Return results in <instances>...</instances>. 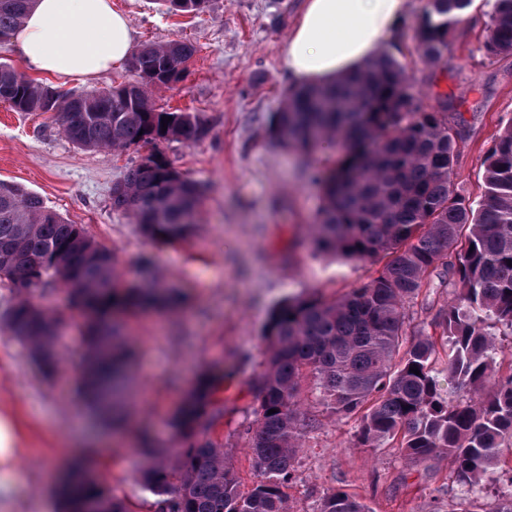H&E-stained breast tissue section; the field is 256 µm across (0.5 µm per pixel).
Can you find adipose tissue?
<instances>
[{"mask_svg":"<svg viewBox=\"0 0 512 512\" xmlns=\"http://www.w3.org/2000/svg\"><path fill=\"white\" fill-rule=\"evenodd\" d=\"M408 0H305L282 57L291 87L330 85L380 56L408 13ZM38 72L91 79L132 48L111 0H35L11 36Z\"/></svg>","mask_w":512,"mask_h":512,"instance_id":"1","label":"adipose tissue"}]
</instances>
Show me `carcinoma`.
<instances>
[{
  "instance_id": "carcinoma-1",
  "label": "carcinoma",
  "mask_w": 512,
  "mask_h": 512,
  "mask_svg": "<svg viewBox=\"0 0 512 512\" xmlns=\"http://www.w3.org/2000/svg\"><path fill=\"white\" fill-rule=\"evenodd\" d=\"M168 13H198L207 0H160ZM472 0H429L417 27V50L432 67L445 62L456 18ZM33 0H0V42L23 22ZM488 57L512 55V0H493L483 42ZM193 43H148L132 53L127 95L112 90L62 94L0 62V98L18 112H51L82 150L120 152L151 144V156L126 168L112 187V208L131 216L141 234L162 244L192 237L203 188L178 171L158 145L195 143L207 132L192 112L154 107L151 90L179 82ZM172 121L161 124L162 117ZM167 130H162V127ZM267 135L304 152L335 145L336 165L314 173L323 206L306 234L315 250L382 263L376 276L327 300L311 293L279 302L263 328L268 355L251 389L252 426L241 435L251 448L253 488L240 489L226 461L224 366L203 371L169 420L178 444L158 448L149 431L139 454L149 464L137 481L154 497V512H287L284 488L293 478L299 447L313 419L299 397L310 376L331 413L357 416L359 445L388 443L411 460L445 455L457 482L477 485L512 447V359L499 360L497 337L512 335V122L484 158L478 201L450 189L458 130L448 102L427 108L412 93L404 65L384 53L330 87L287 95L271 113ZM116 254L82 224L49 210L42 198L0 181V285L13 293L6 330L28 349L44 374L60 349L56 318L32 302L36 289L65 287L82 315L85 347L78 390L88 409L112 411L132 358L120 317L148 308L185 305L174 288L120 281ZM439 266L459 290L439 314L446 348L430 336L408 338L407 302L430 287ZM445 354L448 389L435 364ZM416 367L420 374L411 372ZM275 413L268 414L269 410ZM62 512H131L124 497L70 465L59 493ZM320 512H371L344 492L327 494Z\"/></svg>"
}]
</instances>
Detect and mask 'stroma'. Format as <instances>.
I'll use <instances>...</instances> for the list:
<instances>
[{
    "label": "stroma",
    "mask_w": 512,
    "mask_h": 512,
    "mask_svg": "<svg viewBox=\"0 0 512 512\" xmlns=\"http://www.w3.org/2000/svg\"><path fill=\"white\" fill-rule=\"evenodd\" d=\"M112 6L127 16L135 44L185 39L196 47L181 81L152 93L156 106L199 114L207 126L196 143L162 146L177 170L204 187L196 234L177 245L152 244L130 216L113 209V184L150 153V146L83 151L50 114L16 112L1 102L0 181L20 185L50 210L84 225L116 252L124 282L140 280L139 256L152 253L165 283L184 292L188 303L175 311L126 317L137 351L128 372L134 422L114 437L98 430L76 392L84 355L80 315L63 289L32 294L59 321L61 354L51 375L0 328V417L14 425L11 462L22 477L21 484L0 489V512H61L60 468L82 439L94 446L89 467L96 477L135 512H153V495L136 480L144 465L138 432L149 427L161 447H170L168 421L183 392L217 362L238 368L223 392L224 446L242 490H250L251 452L239 433L253 420L249 388L266 357L261 332L269 309L305 293L339 297L377 271L367 261L315 255L303 237L322 205L311 173L332 166L337 151L306 156L266 135L269 116L289 89L281 58L303 0H209L196 16L165 14L155 0H112ZM427 6L428 0H410V14L395 40L397 56L422 105L447 95L450 114L464 124L451 180L453 188L476 199L486 153L512 119V55H484L491 4L479 0L469 8V25L456 29L446 64H424L415 25ZM452 297L444 283L409 301L411 331L445 343L437 315ZM308 411L318 424L307 434L286 489L290 512H317L333 491L356 496L371 512H486L493 500L512 497L499 469L488 471L471 491L456 482L448 458L414 462L398 448L358 446L356 418L333 415L317 404Z\"/></svg>",
    "instance_id": "35a3bbf8"
}]
</instances>
